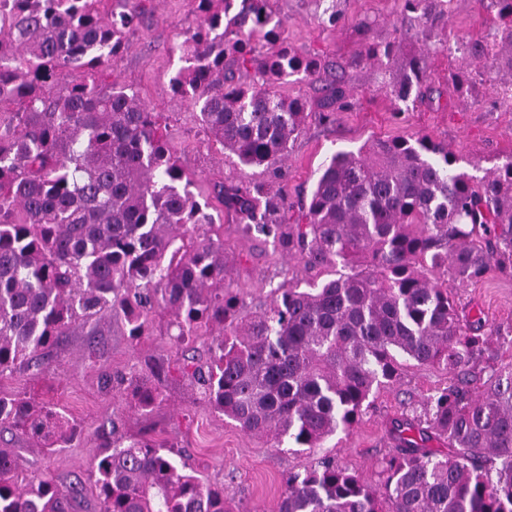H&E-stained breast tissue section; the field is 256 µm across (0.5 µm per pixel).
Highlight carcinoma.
<instances>
[{"label":"carcinoma","instance_id":"obj_1","mask_svg":"<svg viewBox=\"0 0 512 512\" xmlns=\"http://www.w3.org/2000/svg\"><path fill=\"white\" fill-rule=\"evenodd\" d=\"M195 2L201 21L173 48L184 65L171 88L233 164L273 171L307 112L333 121L351 106L341 76L314 100L274 91L300 72L318 79L324 65L279 46L284 20L270 0ZM401 4L404 32L437 51L448 0ZM100 5L0 0V375L44 369L62 337L112 315L133 340L160 317L178 350L212 337L208 360L186 358L178 371L216 410L247 433L311 450L353 428L398 382L400 360H413L455 381L427 398L424 417L392 421L383 492L325 457L288 476L276 512H512V363L483 326H464L450 288L482 281L493 263L512 274V155L478 177L426 135L377 139L333 154L296 213L284 189L265 183L219 182L203 197L162 115L105 72L147 4ZM488 5L492 40L463 37L459 47L512 99V0ZM363 48L367 60L395 55L392 45ZM248 69L256 80L236 81ZM432 83L424 55L410 57L384 84L395 114L433 98ZM214 200L245 235L299 259L305 287L283 282L261 313L239 320ZM144 364L151 383L136 365L105 382L148 411L164 401L169 370L159 358ZM2 429L45 453L74 438L53 406L19 396L0 395ZM90 480L99 512H234L224 488L145 437L108 438ZM79 494L47 471L19 476L13 449L0 446V512H71Z\"/></svg>","mask_w":512,"mask_h":512}]
</instances>
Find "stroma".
I'll return each mask as SVG.
<instances>
[{"mask_svg": "<svg viewBox=\"0 0 512 512\" xmlns=\"http://www.w3.org/2000/svg\"><path fill=\"white\" fill-rule=\"evenodd\" d=\"M272 8L285 21L282 45L339 66L354 93L351 108L337 113L334 123L309 113L285 161L283 186L289 202L300 203L309 194L318 169L333 153L357 150L374 139L429 136L447 143L464 169L480 175L498 158L512 154V100L497 96L494 76L487 71L471 74L448 106L418 104L395 115L382 87L379 64L358 59L362 49L358 26L369 22L371 42L383 46L398 40L403 53L419 52L420 41L399 39L394 31L393 18L400 9L397 0H342L340 18L332 28L322 26L317 0H272ZM198 22L194 0H153L143 25L127 34L110 72L136 87L148 108L163 113L167 135L184 168L200 184L230 180L246 187L265 181L262 169L234 166L224 153L207 148L189 100L170 87L171 76L181 66L173 48ZM493 24V13L479 0H452L435 32L447 48L426 60L432 77L443 83L449 73L465 68L458 36H488ZM224 252L230 261L228 279L246 304L244 316L265 308L280 283L304 279L298 261L272 241L245 237L229 215L224 218ZM453 294L468 320H481L488 328L512 326V275L494 268L477 284L455 286ZM92 347L103 352L101 364L89 360ZM148 356L174 360L162 331L134 341L121 321L111 320L95 335L63 337L51 350L44 371L21 366L1 375V393L36 395L62 411L75 429L70 446L46 454L28 435L0 433V442L14 450L19 473L48 470L61 486L82 484L73 512H98L89 480L94 448L115 429L132 436L145 432L156 441L179 447L183 461L204 482L223 485L235 512H274L289 474L314 466L324 456L348 466L373 488H381L379 462L394 448L391 419L410 405L424 409L427 397L449 383L445 371L404 363L399 383L376 395L354 429L330 437L316 451H293L276 447L269 437L243 432L201 400L178 372H171L165 384V402L149 412L138 410L131 397L105 388L103 373H127L137 359Z\"/></svg>", "mask_w": 512, "mask_h": 512, "instance_id": "35a3bbf8", "label": "stroma"}]
</instances>
